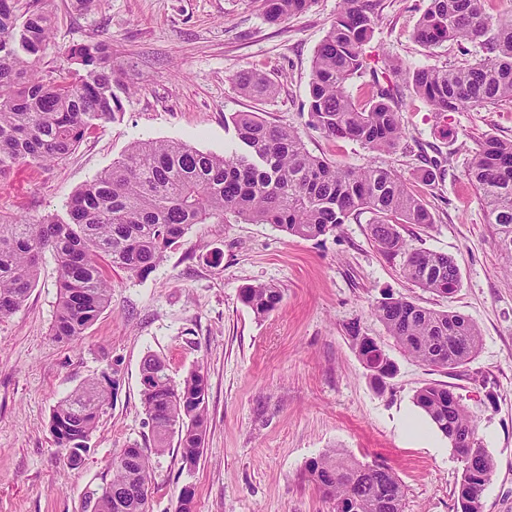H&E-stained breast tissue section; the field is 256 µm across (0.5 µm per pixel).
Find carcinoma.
I'll return each mask as SVG.
<instances>
[{"label": "carcinoma", "instance_id": "cac0c4a2", "mask_svg": "<svg viewBox=\"0 0 512 512\" xmlns=\"http://www.w3.org/2000/svg\"><path fill=\"white\" fill-rule=\"evenodd\" d=\"M0 0V180L19 163L42 165L69 156L95 125L123 112L129 93L125 73L101 43L65 49L66 67L39 70L52 17L32 0ZM264 16L277 23L307 11L314 0H262ZM486 0H429L414 36L425 47L450 40L470 43L480 61L453 69L414 67L385 57L382 71L369 66L366 45L378 20V0H341V9L318 46L309 84V125L328 138L361 142L374 153L395 151L403 137L395 105L399 86L381 82L391 73L442 113L512 101V16L487 14ZM370 74L368 99L347 91L355 77ZM241 94L262 100L275 91L269 78L245 71L235 78ZM239 146L222 155L175 140L132 142L94 179L73 193L63 214L29 221L0 214V319L20 308L35 287L45 253L58 268V307L52 336L71 343L83 336L110 301L108 269L144 279L179 248L195 224H222L230 216L273 224L300 239H316L364 213L373 216L371 236L387 253L405 257L402 274L413 285L451 295L459 269L448 255L411 251L400 233L404 224H431L433 217L408 184L375 165L350 168L310 154L293 128L271 124L256 112L232 115ZM479 191L500 252L512 261V141L486 137L468 169ZM240 301L262 318L282 301L270 285L241 288ZM375 314L414 360L442 370L469 362L481 335L469 318L426 308L406 297H387ZM353 348L380 389L396 374L381 349L367 347L355 328ZM112 382L89 381L53 407L49 430L69 465L90 451L87 440L110 403ZM207 375L198 367L172 383L166 362L148 356L141 368V404L151 421L154 452L178 436L181 461L194 466L207 434ZM416 404L446 437L456 455L466 456L455 487L456 512H483V492L494 463L476 439L468 408L448 385L428 382ZM129 460L112 466L90 512H150V456L137 445ZM318 490L343 512H403L405 491L385 462H360L330 448L309 464ZM121 490L117 503L113 492Z\"/></svg>", "mask_w": 512, "mask_h": 512}]
</instances>
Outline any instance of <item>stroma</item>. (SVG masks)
<instances>
[{"label": "stroma", "mask_w": 512, "mask_h": 512, "mask_svg": "<svg viewBox=\"0 0 512 512\" xmlns=\"http://www.w3.org/2000/svg\"><path fill=\"white\" fill-rule=\"evenodd\" d=\"M429 0H379L368 52L412 66L460 67L478 61L449 41L425 48L414 30ZM52 35L42 71L64 67L70 45L111 47L134 91L114 121L93 130L74 153L48 166H19L0 181V213L38 219L62 212L135 140L170 139L223 154L236 143L230 117L258 112L295 128L312 155L358 168L374 164L402 177L434 221L406 224L408 248L452 256L460 286L439 296L401 276L404 257L374 242L371 214L304 240L270 224H197L182 248L146 279L110 271L111 299L73 343L50 332L57 269L44 256L37 283L0 319V512H84L110 481L115 453L152 448L140 396L144 357L166 360L173 383L195 368L208 377L204 452L184 467L177 439L152 456L150 512H177L183 486L193 512H333L307 465L336 448L359 461H387L405 489L404 512H456L463 465L415 404L427 382L450 386L476 420V437L495 462L484 512H512V263L499 251L480 194L467 177L478 144L512 140V102L438 115L410 92L397 99L405 135L390 154L334 140L308 124L315 51L340 0H315L305 13L272 24L261 0H53ZM264 72L276 87L262 101L242 96L235 75ZM443 174L427 185L430 162ZM248 284H271L283 300L258 318L240 299ZM469 317L481 333L477 355L453 370L408 357L374 308L387 297ZM358 324L394 361L378 390L351 347ZM114 380L112 398L88 439L84 462L69 466L49 428L55 403L91 378Z\"/></svg>", "instance_id": "1"}]
</instances>
